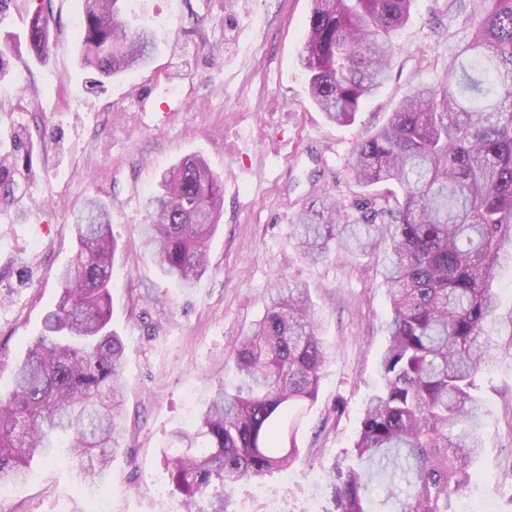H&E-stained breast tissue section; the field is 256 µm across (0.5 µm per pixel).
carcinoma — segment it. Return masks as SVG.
I'll return each mask as SVG.
<instances>
[{
  "label": "carcinoma",
  "instance_id": "carcinoma-1",
  "mask_svg": "<svg viewBox=\"0 0 512 512\" xmlns=\"http://www.w3.org/2000/svg\"><path fill=\"white\" fill-rule=\"evenodd\" d=\"M32 14L25 39L49 57L51 0ZM125 0H84L82 65L111 78L145 69L160 40L123 19ZM469 29L451 48L448 74L414 89L388 122L360 140L351 163L363 188L357 215L319 188L293 238L317 262L334 246L382 248L390 302L383 384L365 402L351 453L331 465L326 512H456L482 448L476 392L482 371L512 365V307L492 288L512 262V0H471ZM412 0H314L300 53L312 101L325 118L351 124L385 84L396 35ZM16 163L0 158V194L14 195ZM224 181L192 155L164 171L147 197L143 247L163 274L190 288L207 269ZM75 254L59 273L60 295L42 330L0 391V485L29 475L37 455L67 437L66 453L95 458V479L126 446L121 425L125 347L108 329L117 243L95 198L73 223ZM333 354L320 335L307 288L277 291L231 349L238 384H219L191 430L160 450L185 512H236L235 493L300 459L298 436ZM389 482L367 494L372 471Z\"/></svg>",
  "mask_w": 512,
  "mask_h": 512
}]
</instances>
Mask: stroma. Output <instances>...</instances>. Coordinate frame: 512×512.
Returning <instances> with one entry per match:
<instances>
[{"mask_svg":"<svg viewBox=\"0 0 512 512\" xmlns=\"http://www.w3.org/2000/svg\"><path fill=\"white\" fill-rule=\"evenodd\" d=\"M127 19L164 38L144 71L106 80L80 64L83 0H53V50L17 61L18 81L0 82V154L14 155L19 185L0 199V388L39 336L57 301V276L75 251L73 217L87 199L108 207L119 256L110 327L125 345L126 448L104 479H84L63 453L34 459L0 512H86L107 494L112 512H160L169 492L159 452L190 429L217 382L235 375L227 352L259 319L275 289L305 285L335 356L304 419L300 462L265 489L285 512L326 506L328 469L349 453L361 410L382 384L379 357L390 316L381 257L332 249L312 263L289 238L319 187L350 204L355 145L386 121L397 101L440 82L448 48L465 37L448 0H414L398 32L389 79L354 124L329 123L311 102L299 65L311 0H130ZM198 154L224 179L220 224L207 270L193 287L165 278L144 257L143 201L163 171ZM483 452L463 498L512 488V368L482 379ZM496 497V496H495Z\"/></svg>","mask_w":512,"mask_h":512,"instance_id":"35a3bbf8","label":"stroma"}]
</instances>
